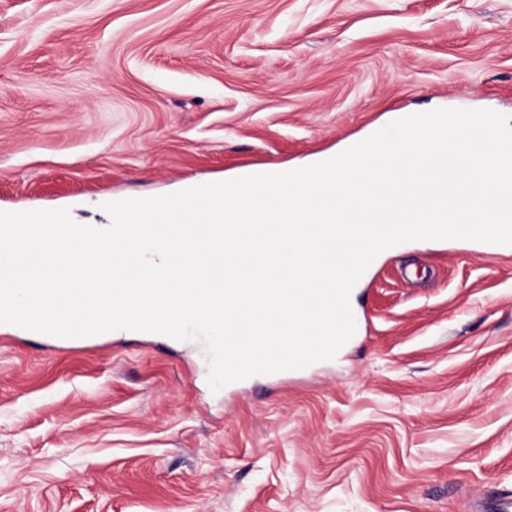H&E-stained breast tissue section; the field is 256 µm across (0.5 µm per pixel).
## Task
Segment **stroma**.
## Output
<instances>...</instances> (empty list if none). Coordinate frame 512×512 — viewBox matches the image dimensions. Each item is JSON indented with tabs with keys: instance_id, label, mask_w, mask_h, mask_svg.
Segmentation results:
<instances>
[{
	"instance_id": "obj_1",
	"label": "stroma",
	"mask_w": 512,
	"mask_h": 512,
	"mask_svg": "<svg viewBox=\"0 0 512 512\" xmlns=\"http://www.w3.org/2000/svg\"><path fill=\"white\" fill-rule=\"evenodd\" d=\"M438 108L512 115V0H0V211L271 170ZM429 274L410 286L400 271ZM286 381L0 324V512H473L512 490V255L417 241Z\"/></svg>"
}]
</instances>
